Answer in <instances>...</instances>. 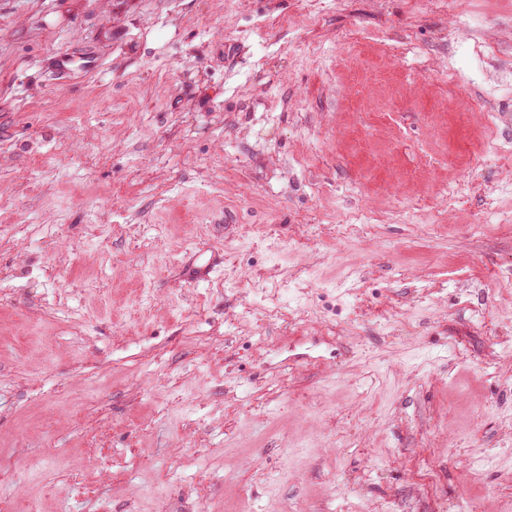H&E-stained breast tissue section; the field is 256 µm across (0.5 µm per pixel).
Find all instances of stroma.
I'll return each instance as SVG.
<instances>
[{
	"mask_svg": "<svg viewBox=\"0 0 512 512\" xmlns=\"http://www.w3.org/2000/svg\"><path fill=\"white\" fill-rule=\"evenodd\" d=\"M507 112L512 0H0V512H512Z\"/></svg>",
	"mask_w": 512,
	"mask_h": 512,
	"instance_id": "obj_1",
	"label": "stroma"
}]
</instances>
